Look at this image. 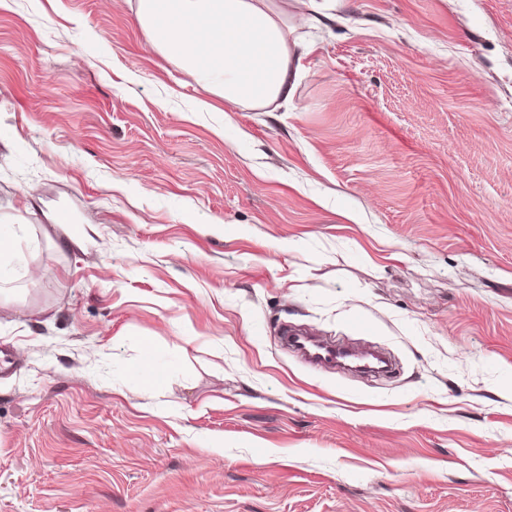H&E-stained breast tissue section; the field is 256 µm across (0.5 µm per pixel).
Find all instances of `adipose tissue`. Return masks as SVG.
Wrapping results in <instances>:
<instances>
[{"label":"adipose tissue","mask_w":512,"mask_h":512,"mask_svg":"<svg viewBox=\"0 0 512 512\" xmlns=\"http://www.w3.org/2000/svg\"><path fill=\"white\" fill-rule=\"evenodd\" d=\"M318 0H137L136 20L148 45L224 101V109L288 103L299 78L298 29L313 28Z\"/></svg>","instance_id":"1"}]
</instances>
